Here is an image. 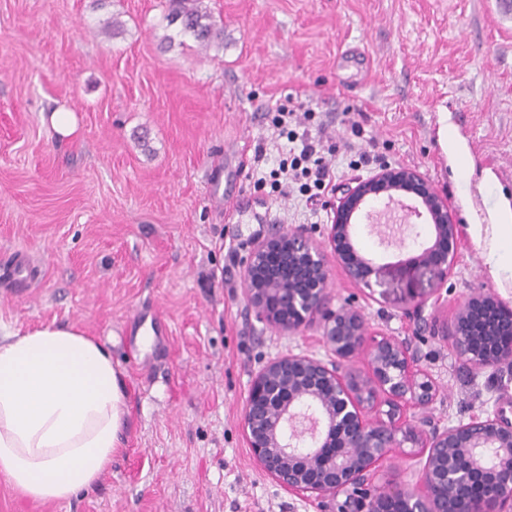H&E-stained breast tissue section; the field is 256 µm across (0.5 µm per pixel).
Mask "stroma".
Listing matches in <instances>:
<instances>
[{"instance_id": "stroma-1", "label": "stroma", "mask_w": 512, "mask_h": 512, "mask_svg": "<svg viewBox=\"0 0 512 512\" xmlns=\"http://www.w3.org/2000/svg\"><path fill=\"white\" fill-rule=\"evenodd\" d=\"M205 3L224 25L223 45L207 50L168 23L166 0H0V267H35L25 296L0 290V329L79 324L137 395L93 488L32 502L0 478V512H319L261 470L243 432L262 365L326 355L318 324L280 332L243 295L253 241L276 225L319 235L333 218L335 193L309 201L252 173L256 148L267 169L279 164L281 104L324 126L335 185L383 163L415 168L459 226L435 326L374 300L331 254L333 306L414 337L441 424L499 408L512 418V369L474 374L437 333L460 295L512 306L469 231L512 198V0ZM353 48L367 60L341 71ZM61 106L80 128L63 144L41 122ZM444 116L461 176L437 141ZM362 152L368 164L352 167ZM137 314L168 325L144 363L124 342Z\"/></svg>"}]
</instances>
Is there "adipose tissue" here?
<instances>
[{"mask_svg":"<svg viewBox=\"0 0 512 512\" xmlns=\"http://www.w3.org/2000/svg\"><path fill=\"white\" fill-rule=\"evenodd\" d=\"M469 230L487 273L512 288V213ZM110 352L76 324L0 341V477L34 501L73 497L110 467L122 419Z\"/></svg>","mask_w":512,"mask_h":512,"instance_id":"obj_1","label":"adipose tissue"}]
</instances>
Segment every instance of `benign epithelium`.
Wrapping results in <instances>:
<instances>
[{
    "instance_id": "obj_1",
    "label": "benign epithelium",
    "mask_w": 512,
    "mask_h": 512,
    "mask_svg": "<svg viewBox=\"0 0 512 512\" xmlns=\"http://www.w3.org/2000/svg\"><path fill=\"white\" fill-rule=\"evenodd\" d=\"M402 193L412 194L413 202H404ZM371 202L385 205L390 221L392 206L403 212L400 225L386 224L380 232L387 245L405 249L402 225L412 218L430 226L429 239L406 259L374 263L356 247L352 232ZM333 210L323 237L350 281L386 302L395 296L389 287L395 272L431 274L430 294L411 288L399 297L408 315L425 320V309L441 301L457 247L448 202L417 169L384 164L343 187ZM275 242L286 249L288 264L303 268L306 287L261 275ZM322 242L309 231L279 229L253 243L243 265L245 297L256 318L284 333L317 321L329 354L325 360L288 352L258 371L243 411L255 460L286 491L331 501L336 512H512V422L481 412L442 426L426 414L439 388L411 340L371 330L351 304L331 306ZM470 300L458 298L446 333L456 358L476 373L512 368V343L492 349L468 334ZM359 355L368 370L356 366ZM398 448L420 460L418 482L378 485L376 473ZM485 473L494 476L489 488L477 484Z\"/></svg>"
}]
</instances>
